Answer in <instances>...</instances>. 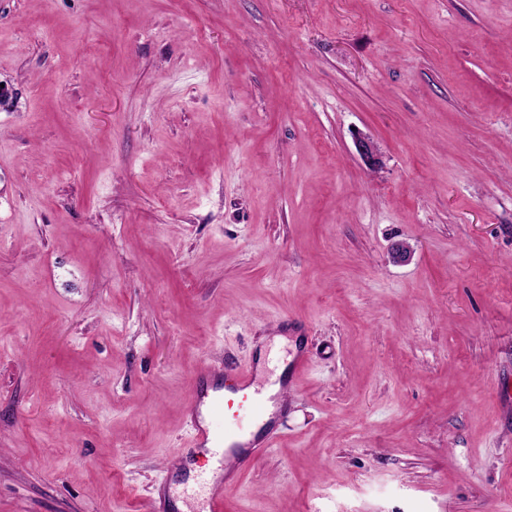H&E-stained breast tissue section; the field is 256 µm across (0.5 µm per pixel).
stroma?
<instances>
[{
  "instance_id": "1",
  "label": "stroma",
  "mask_w": 512,
  "mask_h": 512,
  "mask_svg": "<svg viewBox=\"0 0 512 512\" xmlns=\"http://www.w3.org/2000/svg\"><path fill=\"white\" fill-rule=\"evenodd\" d=\"M0 81V512H140L303 344L229 512H512V0H0Z\"/></svg>"
}]
</instances>
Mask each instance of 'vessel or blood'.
<instances>
[{
	"mask_svg": "<svg viewBox=\"0 0 512 512\" xmlns=\"http://www.w3.org/2000/svg\"><path fill=\"white\" fill-rule=\"evenodd\" d=\"M233 388L221 383L222 373L208 366L193 377L187 416L191 431L175 452L182 469L193 468L198 449H208L212 465L195 476L203 499L201 512H224L226 496L279 437L277 415L255 388L253 364L235 368Z\"/></svg>",
	"mask_w": 512,
	"mask_h": 512,
	"instance_id": "vessel-or-blood-1",
	"label": "vessel or blood"
}]
</instances>
